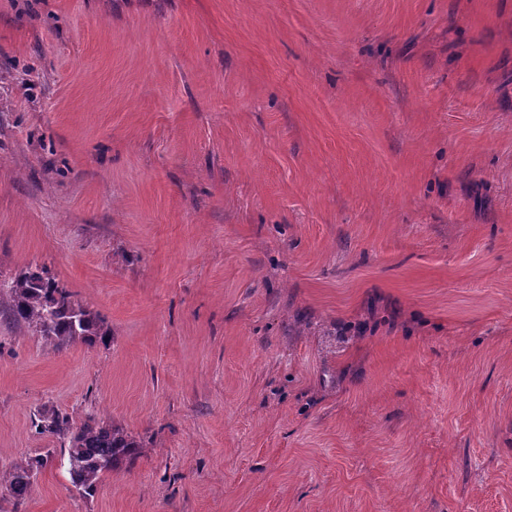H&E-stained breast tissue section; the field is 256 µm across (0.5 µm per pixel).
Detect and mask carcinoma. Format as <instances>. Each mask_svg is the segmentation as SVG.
<instances>
[{
	"label": "carcinoma",
	"mask_w": 512,
	"mask_h": 512,
	"mask_svg": "<svg viewBox=\"0 0 512 512\" xmlns=\"http://www.w3.org/2000/svg\"><path fill=\"white\" fill-rule=\"evenodd\" d=\"M0 317L17 327L34 329L55 350L78 340L103 345L111 341L104 320L75 300L73 293L61 287L37 263L29 264L10 281L0 282ZM34 425L38 433L52 434L62 440L71 482L85 497L96 492L104 474L134 458L142 448L116 427L95 420L76 427L69 413L54 408L37 410ZM48 461L47 454L29 456L8 474L0 475V501L9 499L15 505L23 502Z\"/></svg>",
	"instance_id": "carcinoma-1"
}]
</instances>
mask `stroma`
I'll return each mask as SVG.
<instances>
[{"label": "stroma", "instance_id": "obj_1", "mask_svg": "<svg viewBox=\"0 0 512 512\" xmlns=\"http://www.w3.org/2000/svg\"><path fill=\"white\" fill-rule=\"evenodd\" d=\"M17 512H512V0H0ZM144 450L88 498L39 408ZM0 317L17 327L33 328L54 350L77 340L107 345L111 332L73 293L49 276L44 266L30 263L18 276L0 282ZM49 457V454L26 457L8 474L0 475V501L9 499L17 508L29 495L36 476L47 466Z\"/></svg>", "mask_w": 512, "mask_h": 512}]
</instances>
